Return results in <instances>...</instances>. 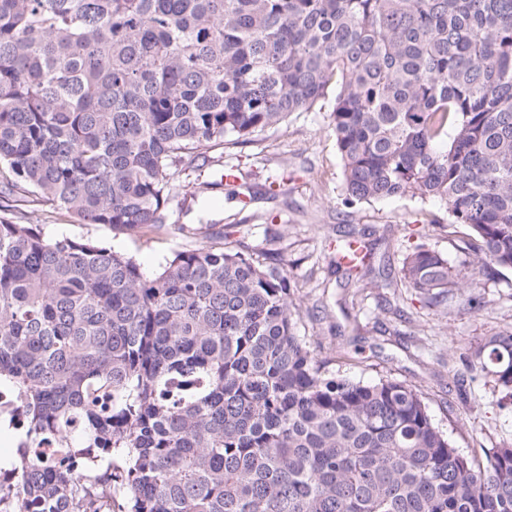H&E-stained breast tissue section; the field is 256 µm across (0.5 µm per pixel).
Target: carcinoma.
<instances>
[{"mask_svg":"<svg viewBox=\"0 0 512 512\" xmlns=\"http://www.w3.org/2000/svg\"><path fill=\"white\" fill-rule=\"evenodd\" d=\"M328 104L349 203L471 231L401 285L441 305L512 269V0H0V194L161 233L180 173ZM277 261L213 243L146 274L0 220V388L22 390L12 512H512V448L456 449L421 388L329 374ZM512 400V331L475 353ZM52 443L45 459L34 452Z\"/></svg>","mask_w":512,"mask_h":512,"instance_id":"1","label":"carcinoma"}]
</instances>
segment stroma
<instances>
[{
	"instance_id": "obj_1",
	"label": "stroma",
	"mask_w": 512,
	"mask_h": 512,
	"mask_svg": "<svg viewBox=\"0 0 512 512\" xmlns=\"http://www.w3.org/2000/svg\"><path fill=\"white\" fill-rule=\"evenodd\" d=\"M224 161L240 167L252 204L241 207L224 193L219 205L208 204L204 185L220 180L222 166L187 171L169 200V224L160 235L81 224L34 196L1 197L0 219L39 225L49 237L96 240L132 255L149 274L186 243L206 244L216 233L221 245L260 261L277 257L296 301L313 313L299 322L297 333L331 358L332 372L366 382L389 375L421 386L440 428L468 426L457 438L465 455L512 447V405L488 403L493 384L475 358L486 337L512 331V269L484 279L482 292L492 305L482 310L456 296L430 307L411 289L389 295L337 273L336 240L351 226L372 244L371 264L395 270L407 248L419 243L461 265L469 231L451 223L435 202L406 196L348 204L326 111L293 113L256 143L225 149Z\"/></svg>"
}]
</instances>
